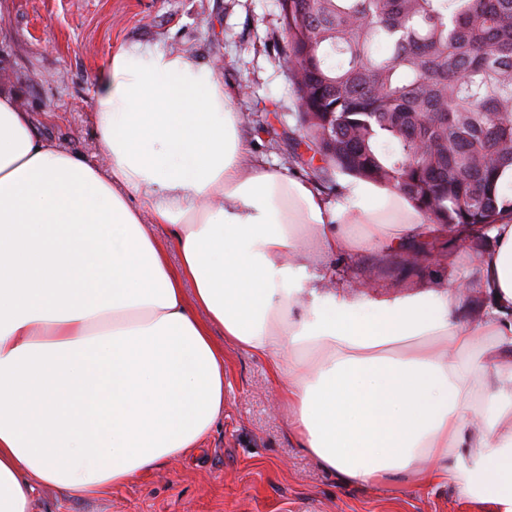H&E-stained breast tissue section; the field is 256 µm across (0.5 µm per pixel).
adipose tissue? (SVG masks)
I'll use <instances>...</instances> for the list:
<instances>
[{"label": "adipose tissue", "mask_w": 512, "mask_h": 512, "mask_svg": "<svg viewBox=\"0 0 512 512\" xmlns=\"http://www.w3.org/2000/svg\"><path fill=\"white\" fill-rule=\"evenodd\" d=\"M91 120L97 164L0 93V512H29L37 483L94 497L198 448L224 415L215 325L269 360L300 448L340 482L426 474L512 512V223L485 230L461 289L365 302L331 257L460 227L365 180L333 206L243 164L217 68L184 52H112Z\"/></svg>", "instance_id": "ef3b65f1"}]
</instances>
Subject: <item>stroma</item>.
Segmentation results:
<instances>
[{"label": "stroma", "instance_id": "35a3bbf8", "mask_svg": "<svg viewBox=\"0 0 512 512\" xmlns=\"http://www.w3.org/2000/svg\"><path fill=\"white\" fill-rule=\"evenodd\" d=\"M132 45L185 50L218 66L251 160L312 181L332 204L343 203L347 175L320 177L289 160L310 151L279 0H0V91L20 94L42 136L98 162L95 78L113 50ZM407 244L423 250L411 268L405 250H347L331 265L366 300L419 284L439 293L472 271L471 243L415 234ZM365 278L373 287H361ZM213 339L224 348V417L199 451L94 498L36 487L32 512H494L492 503L447 485L341 484L299 448L269 362L221 331Z\"/></svg>", "mask_w": 512, "mask_h": 512}]
</instances>
